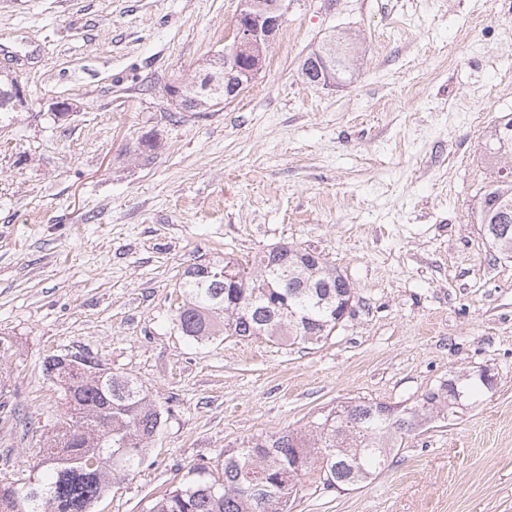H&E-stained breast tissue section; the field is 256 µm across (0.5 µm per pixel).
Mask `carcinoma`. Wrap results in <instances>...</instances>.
<instances>
[{
	"label": "carcinoma",
	"mask_w": 512,
	"mask_h": 512,
	"mask_svg": "<svg viewBox=\"0 0 512 512\" xmlns=\"http://www.w3.org/2000/svg\"><path fill=\"white\" fill-rule=\"evenodd\" d=\"M512 140V118L495 126L486 142L487 155H503L501 141ZM474 220L482 225L490 247L512 255V171L484 187ZM300 249L281 246L288 273L264 274L272 251L252 266L226 256L212 265L194 264L181 284L183 305L176 322L192 339L219 334L250 339L266 336L289 345L314 344L328 338L349 311L354 298L348 277L321 255L308 265ZM239 267L236 280L217 275V268ZM99 362L88 353L62 367L45 364L48 376L64 393L65 410L43 449L41 472L27 488L0 487V512H91L113 483L134 473L144 460L145 444L161 424L162 412L136 380L98 375ZM475 385L465 375L448 381L445 391L423 394L411 407L350 402L316 419L307 434L284 432L258 437L224 455L221 474L201 465L191 478L154 500L148 512H290L277 508L290 501L301 478L320 467L328 487L356 486L379 471L403 435L420 419L443 411L453 415L466 405Z\"/></svg>",
	"instance_id": "cac0c4a2"
}]
</instances>
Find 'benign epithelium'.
<instances>
[{
  "mask_svg": "<svg viewBox=\"0 0 512 512\" xmlns=\"http://www.w3.org/2000/svg\"><path fill=\"white\" fill-rule=\"evenodd\" d=\"M285 0H241L238 23L232 33V41L217 57L224 64V88H219L212 72L208 71L190 84L176 83L166 89L174 99L202 97L213 103H221L236 97L261 69L264 49L275 38L285 22ZM336 54V40L323 45L321 51L311 57L318 65V82L328 85L336 81L335 69L326 62L327 55Z\"/></svg>",
  "mask_w": 512,
  "mask_h": 512,
  "instance_id": "obj_1",
  "label": "benign epithelium"
}]
</instances>
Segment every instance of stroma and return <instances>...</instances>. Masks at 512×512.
<instances>
[{
  "label": "stroma",
  "instance_id": "1",
  "mask_svg": "<svg viewBox=\"0 0 512 512\" xmlns=\"http://www.w3.org/2000/svg\"><path fill=\"white\" fill-rule=\"evenodd\" d=\"M240 0H0L25 103L0 121V485L29 482L63 412L45 362L76 350L163 410L146 460L93 512H147L190 468L307 431L338 403L409 406L459 374L492 388L428 418L346 490L311 470L291 512H512V258L473 212L512 116L507 0H293L259 75L207 112L165 93L230 42ZM351 79L308 83L329 35ZM64 101L69 112H54ZM151 151L137 148L143 136ZM288 244L347 275L353 311L303 347L193 341L185 269ZM501 140H505L506 142L512 140V118H508L502 122H500L497 126H495L494 131H491L489 139L487 140L486 152L489 158H496L498 156L503 155H512V149L508 152H501Z\"/></svg>",
  "mask_w": 512,
  "mask_h": 512
}]
</instances>
